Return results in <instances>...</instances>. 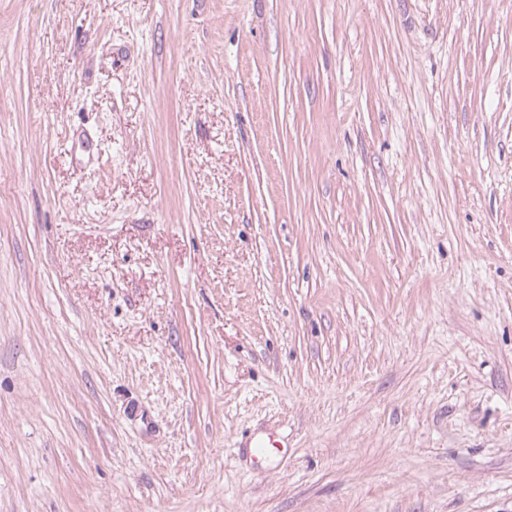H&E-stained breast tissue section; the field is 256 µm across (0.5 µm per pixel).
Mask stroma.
<instances>
[{
  "instance_id": "stroma-1",
  "label": "stroma",
  "mask_w": 512,
  "mask_h": 512,
  "mask_svg": "<svg viewBox=\"0 0 512 512\" xmlns=\"http://www.w3.org/2000/svg\"><path fill=\"white\" fill-rule=\"evenodd\" d=\"M0 512H512V0H0Z\"/></svg>"
}]
</instances>
